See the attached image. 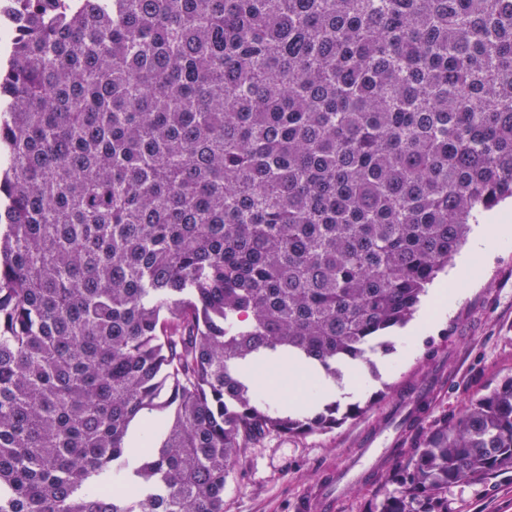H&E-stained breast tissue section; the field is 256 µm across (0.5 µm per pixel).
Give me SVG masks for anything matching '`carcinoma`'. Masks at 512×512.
Masks as SVG:
<instances>
[{"label": "carcinoma", "instance_id": "1", "mask_svg": "<svg viewBox=\"0 0 512 512\" xmlns=\"http://www.w3.org/2000/svg\"><path fill=\"white\" fill-rule=\"evenodd\" d=\"M0 512H224L512 199V0H0ZM512 468V378L380 512ZM119 477L136 493L113 490Z\"/></svg>", "mask_w": 512, "mask_h": 512}]
</instances>
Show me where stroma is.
Wrapping results in <instances>:
<instances>
[{"label": "stroma", "mask_w": 512, "mask_h": 512, "mask_svg": "<svg viewBox=\"0 0 512 512\" xmlns=\"http://www.w3.org/2000/svg\"><path fill=\"white\" fill-rule=\"evenodd\" d=\"M473 272L477 286L448 317L425 324L407 358L395 349L372 353L361 367L364 387L358 394L337 382L335 401L345 416L336 427L272 433L241 450L224 488V512H297L298 500L335 482L365 457L366 440L379 433L393 443L394 453L374 459L337 493L335 512H379L386 497L397 495L402 450L512 377V245L488 260H474ZM424 385L431 388V408L404 430L405 403ZM448 512H512V469L449 486Z\"/></svg>", "instance_id": "1"}]
</instances>
